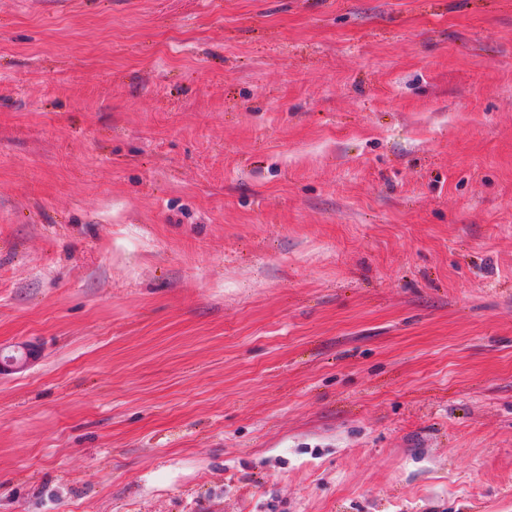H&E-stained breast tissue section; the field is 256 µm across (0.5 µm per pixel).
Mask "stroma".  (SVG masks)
Segmentation results:
<instances>
[{"mask_svg":"<svg viewBox=\"0 0 512 512\" xmlns=\"http://www.w3.org/2000/svg\"><path fill=\"white\" fill-rule=\"evenodd\" d=\"M0 512H512V0H0Z\"/></svg>","mask_w":512,"mask_h":512,"instance_id":"1","label":"stroma"}]
</instances>
